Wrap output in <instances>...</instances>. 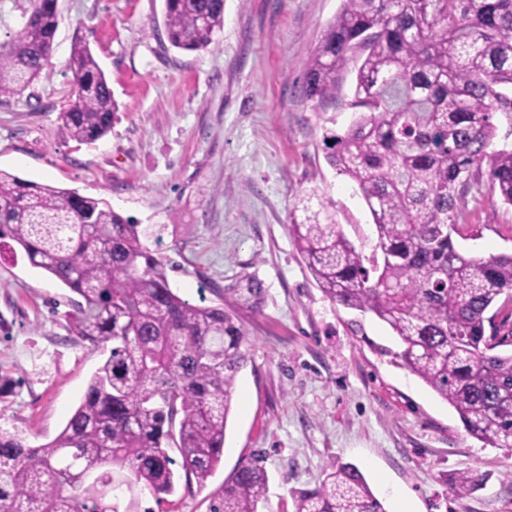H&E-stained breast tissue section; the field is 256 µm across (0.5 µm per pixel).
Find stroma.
Returning a JSON list of instances; mask_svg holds the SVG:
<instances>
[{"label":"stroma","mask_w":512,"mask_h":512,"mask_svg":"<svg viewBox=\"0 0 512 512\" xmlns=\"http://www.w3.org/2000/svg\"><path fill=\"white\" fill-rule=\"evenodd\" d=\"M342 0H224V29L201 51L172 48L164 0H57L51 69L0 99V169L109 202L138 224L174 293L215 303L258 285L241 307L254 340L237 377L224 457L206 486L180 480L163 502L124 494L134 512H209L240 460L262 456L258 512H293L291 490L314 487L333 461L363 472L387 512H512V448L472 438L455 410L399 357L390 328L332 302L288 226L303 199L327 207L356 247L374 226L357 186L326 161L324 138L354 114L346 95L299 92L312 51ZM88 41L116 104L111 132L91 146L59 120L70 101L75 38ZM455 244L512 253V206L474 187ZM71 291L0 246V428L30 445L52 440L102 361L64 320ZM483 485L457 495L458 473Z\"/></svg>","instance_id":"obj_1"}]
</instances>
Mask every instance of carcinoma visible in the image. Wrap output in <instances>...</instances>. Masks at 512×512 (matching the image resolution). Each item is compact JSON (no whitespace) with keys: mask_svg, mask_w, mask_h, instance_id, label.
I'll return each mask as SVG.
<instances>
[{"mask_svg":"<svg viewBox=\"0 0 512 512\" xmlns=\"http://www.w3.org/2000/svg\"><path fill=\"white\" fill-rule=\"evenodd\" d=\"M57 0L38 5L0 44V97L48 74ZM170 45L198 51L224 27V0H164ZM357 60L352 124L325 137L327 160L354 181L373 218L366 255L320 208L292 219L290 237L318 287L372 313L400 339V357L457 412L466 432L512 447V322L488 312L512 293V253L475 258L452 234L458 201L479 183L512 205V148L487 149L494 115L512 112V0H343L301 86L336 99ZM73 87L60 119L92 145L112 130V90L86 42L73 43ZM78 296L71 335L107 353L61 432L30 446L0 430V512H119L118 492L162 500L180 478L204 486L224 455L237 377L251 340L235 305H197L169 287L138 225L103 199L27 181L0 169V241ZM178 450L176 460L168 449ZM468 472L457 493L478 488ZM268 476L252 457L224 479L210 512H257ZM294 512H386L360 469L331 463Z\"/></svg>","mask_w":512,"mask_h":512,"instance_id":"cac0c4a2","label":"carcinoma"}]
</instances>
